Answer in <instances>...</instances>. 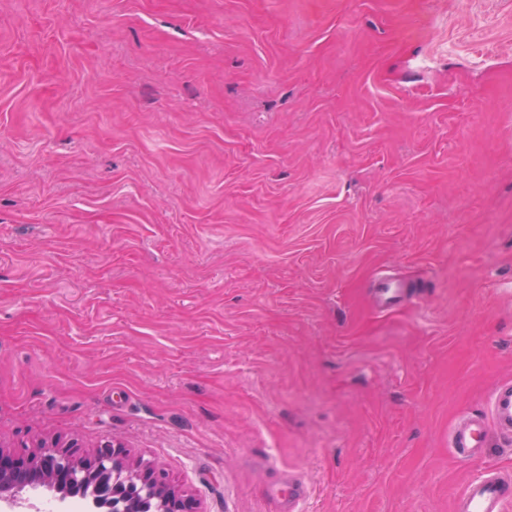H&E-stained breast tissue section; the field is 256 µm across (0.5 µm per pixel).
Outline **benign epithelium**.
Returning a JSON list of instances; mask_svg holds the SVG:
<instances>
[{
	"mask_svg": "<svg viewBox=\"0 0 512 512\" xmlns=\"http://www.w3.org/2000/svg\"><path fill=\"white\" fill-rule=\"evenodd\" d=\"M85 469L102 473L98 496L120 500L128 512L138 510L140 492L153 493L157 512H193L190 501L169 486L164 473L144 461L131 463L123 445L114 439L101 442L90 457L77 455L72 443H55L29 453H17L0 444V501L23 508L26 499L22 493L35 483L61 485Z\"/></svg>",
	"mask_w": 512,
	"mask_h": 512,
	"instance_id": "1",
	"label": "benign epithelium"
}]
</instances>
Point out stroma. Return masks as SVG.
Segmentation results:
<instances>
[{"mask_svg":"<svg viewBox=\"0 0 512 512\" xmlns=\"http://www.w3.org/2000/svg\"><path fill=\"white\" fill-rule=\"evenodd\" d=\"M509 378L512 0H0L1 444L453 512ZM375 294L377 305L384 310L398 306L404 298L402 288H397L390 279H380ZM492 432L503 439H512V380L494 387L488 415L468 416L455 424L448 445L458 459L465 460L488 446Z\"/></svg>","mask_w":512,"mask_h":512,"instance_id":"obj_1","label":"stroma"}]
</instances>
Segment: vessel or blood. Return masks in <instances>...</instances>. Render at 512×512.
Masks as SVG:
<instances>
[{"instance_id":"b4317fda","label":"vessel or blood","mask_w":512,"mask_h":512,"mask_svg":"<svg viewBox=\"0 0 512 512\" xmlns=\"http://www.w3.org/2000/svg\"><path fill=\"white\" fill-rule=\"evenodd\" d=\"M377 305L385 310L398 306L404 292L392 280H380L375 291ZM512 439V380L497 384L489 398L488 415L468 416L451 429L448 445L458 459L465 460L487 447L490 434ZM278 512H295L308 488L304 482L280 476L276 483ZM456 512H512V481L497 472L472 478L456 501Z\"/></svg>"}]
</instances>
